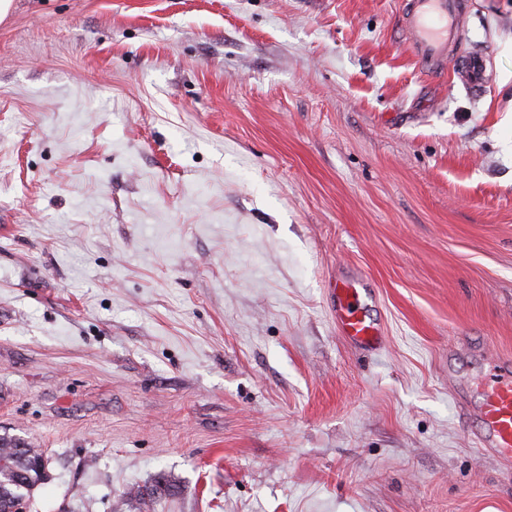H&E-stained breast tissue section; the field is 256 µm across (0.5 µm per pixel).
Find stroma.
Masks as SVG:
<instances>
[{"instance_id": "1", "label": "stroma", "mask_w": 512, "mask_h": 512, "mask_svg": "<svg viewBox=\"0 0 512 512\" xmlns=\"http://www.w3.org/2000/svg\"><path fill=\"white\" fill-rule=\"evenodd\" d=\"M406 0H13L0 21V436L27 512H512V0L472 91ZM364 274L353 348L328 283ZM485 430L476 437L479 449L498 452L512 449V375L494 371L489 377L483 402ZM42 455L21 439L0 437V512L26 509L33 492L47 479L45 459L43 470L35 468Z\"/></svg>"}]
</instances>
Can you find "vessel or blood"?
Wrapping results in <instances>:
<instances>
[{
    "label": "vessel or blood",
    "mask_w": 512,
    "mask_h": 512,
    "mask_svg": "<svg viewBox=\"0 0 512 512\" xmlns=\"http://www.w3.org/2000/svg\"><path fill=\"white\" fill-rule=\"evenodd\" d=\"M457 0H407L402 25L409 44L423 69H446L451 47L460 38ZM471 87H479L486 60L481 54L462 57L457 62ZM336 326L339 333L360 350L375 348L381 336L378 323L370 316L362 277L334 282ZM485 429L478 436V448L497 451L512 449V375L492 373L483 402Z\"/></svg>",
    "instance_id": "obj_1"
}]
</instances>
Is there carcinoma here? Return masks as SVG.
<instances>
[{"label": "carcinoma", "instance_id": "carcinoma-1", "mask_svg": "<svg viewBox=\"0 0 512 512\" xmlns=\"http://www.w3.org/2000/svg\"><path fill=\"white\" fill-rule=\"evenodd\" d=\"M42 452L9 436L0 437V512L26 507L33 492L47 479L36 469Z\"/></svg>", "mask_w": 512, "mask_h": 512}]
</instances>
